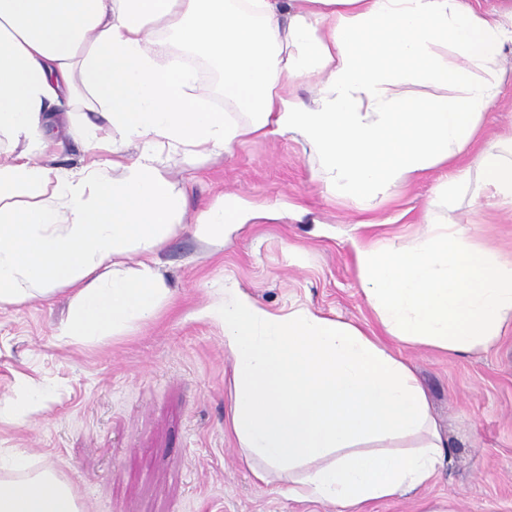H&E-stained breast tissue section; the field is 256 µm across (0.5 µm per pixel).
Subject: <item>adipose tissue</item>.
<instances>
[{"label":"adipose tissue","mask_w":512,"mask_h":512,"mask_svg":"<svg viewBox=\"0 0 512 512\" xmlns=\"http://www.w3.org/2000/svg\"><path fill=\"white\" fill-rule=\"evenodd\" d=\"M167 42L217 67L225 101L251 121L212 111L195 70L160 69ZM508 42L512 29L471 0H0V308L66 294L64 346L154 320L168 297L156 256L185 215L165 153L221 155L247 136L294 135L317 156V179L361 209L453 164L501 91L494 68ZM308 75L316 92L305 103L289 84ZM417 81L463 94L401 92ZM91 112L115 137L97 136ZM61 113L84 141V164L45 160ZM479 167L511 206L500 144L485 146ZM440 207L429 203L413 246L351 240L380 335L308 308L269 311L233 285L201 309L224 331L229 431L258 482L357 512L437 474L447 443L428 395L381 339L467 354L493 347L512 322V258L440 222ZM252 217L220 197L192 230L221 244ZM51 398L25 384L0 422L26 420ZM0 512L83 508L72 482L14 448L0 453Z\"/></svg>","instance_id":"1"}]
</instances>
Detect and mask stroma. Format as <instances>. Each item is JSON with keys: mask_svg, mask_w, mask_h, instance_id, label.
Wrapping results in <instances>:
<instances>
[{"mask_svg": "<svg viewBox=\"0 0 512 512\" xmlns=\"http://www.w3.org/2000/svg\"><path fill=\"white\" fill-rule=\"evenodd\" d=\"M512 138V86L484 113L481 133L461 160L471 179L441 214L479 247L512 257V206L484 192L477 167L484 142ZM186 217L219 195L265 209L221 246L177 231L159 254L170 298L157 318L124 335L60 346L68 316L58 294L0 308V404L21 384L55 391L53 402L22 423L0 422V448H22L35 466L71 481L85 512H334L257 483L227 430L230 359L224 334L199 308L236 285L266 308L309 307L376 331L349 237L415 244L426 202L445 170L400 183L362 212L331 195L314 174L317 159L287 135L248 138L219 157L163 158ZM331 228L328 236L316 225ZM424 385L451 460L411 494L366 503L360 512H512V326L494 348L455 355L391 344Z\"/></svg>", "mask_w": 512, "mask_h": 512, "instance_id": "35a3bbf8", "label": "stroma"}]
</instances>
